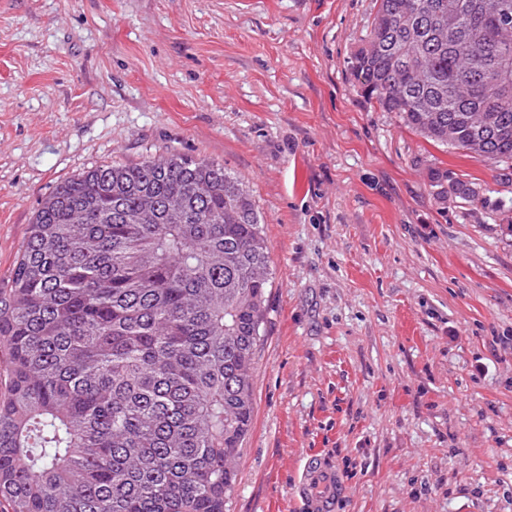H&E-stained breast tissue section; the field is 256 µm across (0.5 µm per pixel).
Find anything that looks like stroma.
<instances>
[{
	"instance_id": "obj_1",
	"label": "stroma",
	"mask_w": 512,
	"mask_h": 512,
	"mask_svg": "<svg viewBox=\"0 0 512 512\" xmlns=\"http://www.w3.org/2000/svg\"><path fill=\"white\" fill-rule=\"evenodd\" d=\"M376 0H0V279L53 189L177 153L244 179L273 270L226 512H512V167L350 69ZM475 184L438 199L429 173ZM345 490L342 477L323 457L308 460L299 492L309 512H332L336 499Z\"/></svg>"
}]
</instances>
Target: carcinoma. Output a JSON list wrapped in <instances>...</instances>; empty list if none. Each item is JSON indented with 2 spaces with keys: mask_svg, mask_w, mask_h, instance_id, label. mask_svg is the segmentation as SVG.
Wrapping results in <instances>:
<instances>
[{
  "mask_svg": "<svg viewBox=\"0 0 512 512\" xmlns=\"http://www.w3.org/2000/svg\"><path fill=\"white\" fill-rule=\"evenodd\" d=\"M377 2L351 60L368 97L429 142L511 162L512 90L480 89L500 53L512 81V13ZM431 187L476 196L446 170ZM270 264L252 191L220 164L147 157L58 185L0 282V505L224 512Z\"/></svg>",
  "mask_w": 512,
  "mask_h": 512,
  "instance_id": "obj_1",
  "label": "carcinoma"
}]
</instances>
